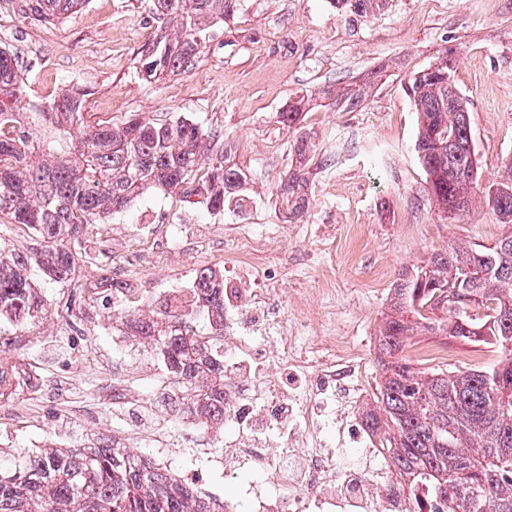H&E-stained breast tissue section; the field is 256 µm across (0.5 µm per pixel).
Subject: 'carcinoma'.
Wrapping results in <instances>:
<instances>
[{"label":"carcinoma","mask_w":512,"mask_h":512,"mask_svg":"<svg viewBox=\"0 0 512 512\" xmlns=\"http://www.w3.org/2000/svg\"><path fill=\"white\" fill-rule=\"evenodd\" d=\"M86 0H23L36 18L63 20ZM240 0H148L160 33L141 51L145 79L192 67ZM450 59L414 73L406 86L417 112L415 150L428 196L447 217L465 213L479 188V164L466 105L448 87ZM26 84L16 56L0 49V214L34 246H0V322L17 328L47 311L34 280L74 288L84 239L105 220L156 189L201 199L212 213L243 209L249 175L228 163L231 147L179 116L131 117L119 125L84 124L85 93L19 107ZM212 151L201 170L200 157ZM304 166L285 174L277 197L306 194ZM496 220L512 224V167L487 193ZM471 299L492 313L459 322ZM112 319L162 367L180 393L179 412L202 430L224 428V275L205 268L185 312L143 315L112 303ZM450 336L481 344L499 358L475 368L417 369L404 355L413 337ZM377 394L366 412L382 434L402 480L446 502L445 512H512V233L487 247L453 248L400 275L378 336ZM0 475V512H220L178 474L137 455L119 439L69 448H32Z\"/></svg>","instance_id":"cac0c4a2"}]
</instances>
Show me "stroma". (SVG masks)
Returning <instances> with one entry per match:
<instances>
[{
    "label": "stroma",
    "mask_w": 512,
    "mask_h": 512,
    "mask_svg": "<svg viewBox=\"0 0 512 512\" xmlns=\"http://www.w3.org/2000/svg\"><path fill=\"white\" fill-rule=\"evenodd\" d=\"M144 0H88L77 13L47 23L25 14L19 0H0V48L14 51L27 76V99L45 104L62 91L86 89L87 123L151 121L181 115L229 141L231 160L248 171L244 213L215 218L204 204L179 195L140 196L116 218L107 246L86 244L75 279L85 289L75 330L59 318L71 311L72 288L39 279L49 311L25 327L0 328V355L37 361L47 385L41 396L10 399L11 410L38 416L47 441L57 436L108 441L132 431L134 399L155 375L146 358L114 353L102 306L103 280L157 288L174 278L195 249L225 276L275 273L284 296L272 313L293 323L317 317L315 336H333L358 351L369 388H376V338L399 273L433 253L494 243L506 229L483 191L461 219L431 205L415 151L417 115L408 79L450 56L453 80L469 113L483 186L512 162V0H383L367 16L329 0H243L193 67L159 80L139 76V51L157 34ZM364 88L344 111L325 92ZM304 100L294 127L278 123ZM309 138L307 194L299 204L276 198L279 179L296 168L298 135ZM191 215L192 247L153 253L170 238L180 214ZM252 228L242 256L224 243L239 225ZM91 344L95 362L77 345ZM412 363L421 368L477 367L493 352L448 336L415 337ZM65 377L57 393L50 380Z\"/></svg>",
    "instance_id": "obj_1"
}]
</instances>
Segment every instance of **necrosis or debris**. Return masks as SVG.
<instances>
[{
	"label": "necrosis or debris",
	"instance_id": "necrosis-or-debris-1",
	"mask_svg": "<svg viewBox=\"0 0 512 512\" xmlns=\"http://www.w3.org/2000/svg\"><path fill=\"white\" fill-rule=\"evenodd\" d=\"M278 293L225 281L224 439L198 432L191 463L238 484L224 512H424L394 491L391 451L365 424L359 355L272 319Z\"/></svg>",
	"mask_w": 512,
	"mask_h": 512
}]
</instances>
